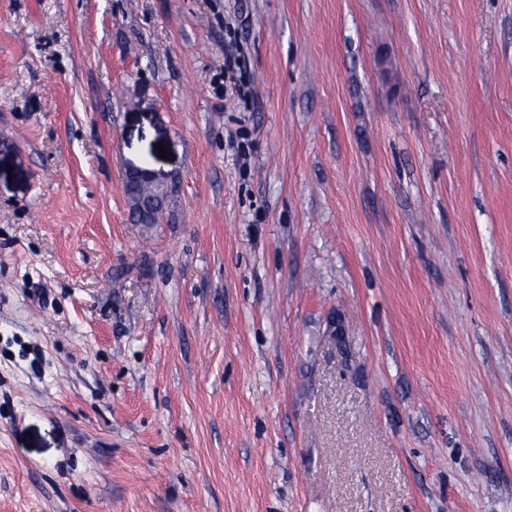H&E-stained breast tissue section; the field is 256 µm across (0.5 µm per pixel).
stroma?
Returning a JSON list of instances; mask_svg holds the SVG:
<instances>
[{
    "label": "stroma",
    "mask_w": 512,
    "mask_h": 512,
    "mask_svg": "<svg viewBox=\"0 0 512 512\" xmlns=\"http://www.w3.org/2000/svg\"><path fill=\"white\" fill-rule=\"evenodd\" d=\"M0 512H512V0H0ZM124 180L125 185L145 184L153 187L155 190L156 197L151 199L148 203L141 205L139 209V223H150L155 211L157 210V197L162 193L167 192L171 188V185L168 184L161 174L148 168L143 169L134 165H128L124 168L123 181Z\"/></svg>",
    "instance_id": "obj_1"
}]
</instances>
